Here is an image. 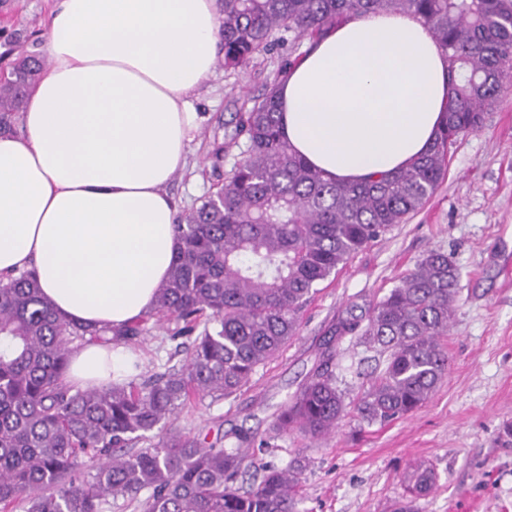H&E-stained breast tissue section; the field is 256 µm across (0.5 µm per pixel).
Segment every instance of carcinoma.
Wrapping results in <instances>:
<instances>
[{"instance_id": "cac0c4a2", "label": "carcinoma", "mask_w": 512, "mask_h": 512, "mask_svg": "<svg viewBox=\"0 0 512 512\" xmlns=\"http://www.w3.org/2000/svg\"><path fill=\"white\" fill-rule=\"evenodd\" d=\"M224 69L247 67L277 33L325 35L343 19L399 12L422 21L448 64V107L429 151L407 169L351 185L328 178L283 140L278 81L253 98L229 140L246 148L224 183L174 225L179 242L153 310L109 331L62 317L24 271L0 282V503L27 512H103L108 499L137 512H298L299 463H246L238 448H207L169 429L187 403L226 399L297 335L299 313L320 282L425 205L448 172L459 138L484 127L512 74V0H221ZM0 72V131L14 130L45 59L30 35L12 38ZM454 261L431 250L372 308L366 325L340 321L313 373L274 421L278 432L331 434L347 404L336 386L335 342L347 335L385 356L353 406L369 424L418 410L448 370L441 338L459 294ZM175 321L191 345L179 366L141 372L107 389L71 392L74 347H136L145 324ZM139 447L133 454L127 448ZM261 478L240 491L247 466ZM409 492L423 496L434 471L417 465ZM146 496H141L142 492Z\"/></svg>"}]
</instances>
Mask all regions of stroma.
<instances>
[{
	"label": "stroma",
	"mask_w": 512,
	"mask_h": 512,
	"mask_svg": "<svg viewBox=\"0 0 512 512\" xmlns=\"http://www.w3.org/2000/svg\"><path fill=\"white\" fill-rule=\"evenodd\" d=\"M51 0H7L0 6V40L16 29L44 31ZM292 51L283 43L242 70L216 69L194 103L188 164L168 190L179 212L199 206L227 174L242 144L225 135L251 97L272 82ZM223 160H215L216 147ZM458 267L460 293L442 342L448 373L413 415L363 423L348 412L335 432L311 442L297 432L272 436L283 405L314 368L324 339L345 319L367 320L372 306L428 251ZM172 325L151 329L138 347L142 366L179 364ZM383 366L376 351L340 342L336 376L354 404ZM512 79L484 127L463 137L448 174L425 206L356 254L320 283L301 312L297 336L260 366L229 399L204 398L179 410L175 425L216 448H242L256 460L286 467L300 460V512H388L406 492L413 465L425 461L437 481L421 497V512H512ZM267 447H258V440Z\"/></svg>",
	"instance_id": "35a3bbf8"
}]
</instances>
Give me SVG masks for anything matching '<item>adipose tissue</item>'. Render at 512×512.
<instances>
[{
    "label": "adipose tissue",
    "mask_w": 512,
    "mask_h": 512,
    "mask_svg": "<svg viewBox=\"0 0 512 512\" xmlns=\"http://www.w3.org/2000/svg\"><path fill=\"white\" fill-rule=\"evenodd\" d=\"M220 24L219 0H54L46 64L18 131L0 133V280L35 271L78 323L120 328L152 310L178 249L167 186L187 164ZM447 95L442 49L401 13L332 27L277 86L291 149L344 183L423 156ZM135 361L91 343L65 381L107 388Z\"/></svg>",
    "instance_id": "ef3b65f1"
}]
</instances>
